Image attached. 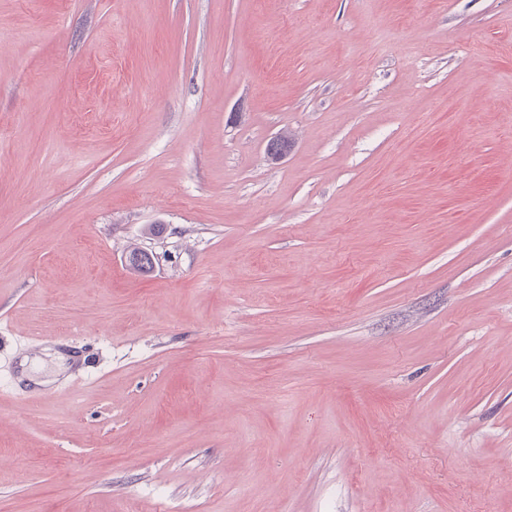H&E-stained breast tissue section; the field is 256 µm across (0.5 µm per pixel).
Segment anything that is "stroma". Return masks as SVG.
<instances>
[{
  "label": "stroma",
  "mask_w": 512,
  "mask_h": 512,
  "mask_svg": "<svg viewBox=\"0 0 512 512\" xmlns=\"http://www.w3.org/2000/svg\"><path fill=\"white\" fill-rule=\"evenodd\" d=\"M163 504L512 512V0H0V512Z\"/></svg>",
  "instance_id": "1"
}]
</instances>
